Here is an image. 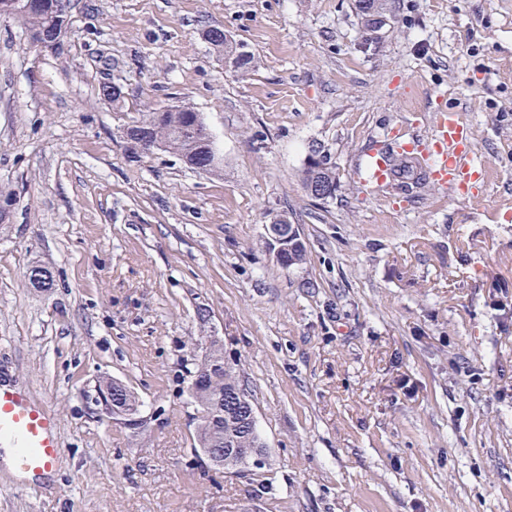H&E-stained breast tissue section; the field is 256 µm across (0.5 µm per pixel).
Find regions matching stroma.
Segmentation results:
<instances>
[{
	"label": "stroma",
	"mask_w": 512,
	"mask_h": 512,
	"mask_svg": "<svg viewBox=\"0 0 512 512\" xmlns=\"http://www.w3.org/2000/svg\"><path fill=\"white\" fill-rule=\"evenodd\" d=\"M388 7L367 50L353 0H71L60 52L0 16V375L64 448L46 484L0 465V512H512V0ZM439 96L485 180L366 184L363 153L423 134ZM177 105L215 171L128 158L124 129ZM315 147L325 202L303 182ZM279 215L306 247L289 268ZM214 338L253 396L257 477L192 454L189 372ZM113 380L136 421L94 405ZM210 45L217 49H224V60L225 63L229 64L235 70L248 71L254 64V56L250 51L246 50V47L242 43L239 44V48L234 50L227 46L224 36L222 37L218 33L214 38H211ZM286 224H290V222L279 219L269 224L268 227L274 259L278 265L284 268L291 263L294 251L304 246L295 226H288V230H286L283 226Z\"/></svg>",
	"instance_id": "obj_1"
}]
</instances>
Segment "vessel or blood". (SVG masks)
<instances>
[{
    "label": "vessel or blood",
    "instance_id": "b4317fda",
    "mask_svg": "<svg viewBox=\"0 0 512 512\" xmlns=\"http://www.w3.org/2000/svg\"><path fill=\"white\" fill-rule=\"evenodd\" d=\"M400 149L425 160L431 179L454 196L467 194L483 174L470 126L457 109L441 101L433 109L427 134L403 141ZM360 171L376 183L391 177L385 158L375 153L362 160ZM3 436L13 438L19 445L13 466L23 477L41 476L63 452L56 417L15 385L0 380V437Z\"/></svg>",
    "mask_w": 512,
    "mask_h": 512
}]
</instances>
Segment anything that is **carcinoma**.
<instances>
[{"instance_id":"1","label":"carcinoma","mask_w":512,"mask_h":512,"mask_svg":"<svg viewBox=\"0 0 512 512\" xmlns=\"http://www.w3.org/2000/svg\"><path fill=\"white\" fill-rule=\"evenodd\" d=\"M210 45L224 50V60L232 68L248 71L254 64V55L244 44L236 49L227 46L221 35L211 39ZM200 113L190 107L180 106L173 110L149 111L138 127L148 131L149 137L160 143L164 150L193 162L194 170L211 172L216 167L211 150L214 143H203L201 127L197 126ZM391 166L392 179L397 180L413 172V159L404 154L385 150ZM211 359L222 367L211 372L200 386V394L194 396L201 416L196 429L197 444L207 448H256L263 445L256 427L249 425L241 412L239 398H250L234 365L224 361L221 348L213 349Z\"/></svg>"}]
</instances>
